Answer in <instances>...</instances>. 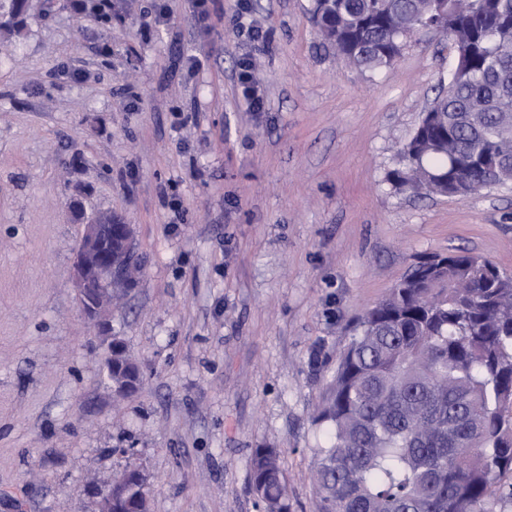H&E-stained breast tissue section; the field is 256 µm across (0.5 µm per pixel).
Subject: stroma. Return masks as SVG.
I'll use <instances>...</instances> for the list:
<instances>
[{"label":"stroma","instance_id":"35a3bbf8","mask_svg":"<svg viewBox=\"0 0 512 512\" xmlns=\"http://www.w3.org/2000/svg\"><path fill=\"white\" fill-rule=\"evenodd\" d=\"M32 0L0 49V512H98L139 469L151 512H259L253 449L277 448L291 512H315L312 424L349 341L416 256L461 248L512 273V186L464 199L386 180L448 89L449 41L413 38L379 71L327 45L313 0ZM200 59L196 71L187 57ZM254 59L263 111L238 74ZM112 211L143 267L112 330L144 379L115 397L70 270L82 226ZM133 471L136 470L134 468L124 469L120 472V475L110 486L107 493L102 497L100 502L99 511L100 512H112V504L121 502L126 496V488L124 481L129 479L128 475L123 477L125 471Z\"/></svg>","mask_w":512,"mask_h":512}]
</instances>
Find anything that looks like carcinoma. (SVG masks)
Here are the masks:
<instances>
[{"instance_id": "1", "label": "carcinoma", "mask_w": 512, "mask_h": 512, "mask_svg": "<svg viewBox=\"0 0 512 512\" xmlns=\"http://www.w3.org/2000/svg\"><path fill=\"white\" fill-rule=\"evenodd\" d=\"M109 0H82L109 23ZM434 0H334L318 30L342 57L375 71L435 13ZM30 10L0 0V35L19 39ZM440 34L463 56L448 91L400 152L398 192L465 198L512 184V0H448ZM113 379L142 380L126 347ZM326 440L312 468L316 512H498L512 501V274L466 250L418 257L366 308L340 351L314 417ZM250 490L261 512H290L280 452L254 449ZM147 512L134 491L116 512Z\"/></svg>"}]
</instances>
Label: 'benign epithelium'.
<instances>
[{"instance_id":"1","label":"benign epithelium","mask_w":512,"mask_h":512,"mask_svg":"<svg viewBox=\"0 0 512 512\" xmlns=\"http://www.w3.org/2000/svg\"><path fill=\"white\" fill-rule=\"evenodd\" d=\"M141 267L134 255L132 225L112 212L101 213L84 224L72 265V278L78 289L81 309L104 345V367L112 376V348L119 343L112 335L109 309L112 287L134 288L140 281ZM125 477H118L102 497L99 512H112V505L126 496Z\"/></svg>"}]
</instances>
